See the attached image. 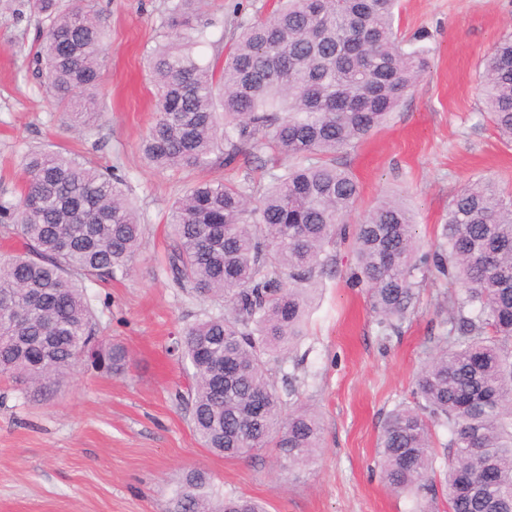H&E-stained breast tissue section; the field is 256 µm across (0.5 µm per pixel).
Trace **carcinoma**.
Masks as SVG:
<instances>
[{
  "mask_svg": "<svg viewBox=\"0 0 512 512\" xmlns=\"http://www.w3.org/2000/svg\"><path fill=\"white\" fill-rule=\"evenodd\" d=\"M202 0H170V32L148 55L156 117L142 143L156 168L245 165L267 150L295 164L262 194L251 177L202 180L171 208V281L219 306L187 327L174 350L192 368L181 398L203 447L239 458L272 447L295 465L320 450V422L287 400L268 365L292 357L316 278L336 263L360 184L344 156L418 86L427 52L398 36V0H281L242 26L223 59L194 49L208 23ZM45 23L36 53L46 90L73 110L100 80L106 26L80 0H26ZM487 120L512 142V35L495 44L481 78ZM0 228L22 251L0 254V376L39 397L89 353L119 373L128 353L98 336L86 282L126 274L142 224L124 180L78 154L42 148L23 157L18 196H0ZM353 285L380 324L397 332L430 276L448 282L451 328L421 367V402L388 417L382 477L394 492L436 491L444 460L448 512H512V196L490 181L453 198L439 240L422 249L397 198L355 225ZM448 439L438 452L432 428ZM171 512H265L220 497L188 471Z\"/></svg>",
  "mask_w": 512,
  "mask_h": 512,
  "instance_id": "obj_1",
  "label": "carcinoma"
}]
</instances>
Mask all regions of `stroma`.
<instances>
[{
  "label": "stroma",
  "mask_w": 512,
  "mask_h": 512,
  "mask_svg": "<svg viewBox=\"0 0 512 512\" xmlns=\"http://www.w3.org/2000/svg\"><path fill=\"white\" fill-rule=\"evenodd\" d=\"M108 31L107 57L88 128L67 127L61 107L33 75L36 19L0 8V193L13 196L31 148L75 150L127 182L144 236L129 274L86 283L100 332L123 344L126 370L107 375L82 362L46 396L0 378V512H168L184 474H209L215 490L262 500L268 512H444V500L390 493L378 465L388 414L415 404L414 378L450 327L445 282L427 280L419 310L399 332L385 330L361 289L350 287L353 240L337 247L334 273L311 292L296 355L302 401L323 424L318 459L307 466L277 449L227 459L202 447L189 406L176 394L191 370L173 350L177 336L213 303L174 287L167 222L174 200L200 180L242 179L243 170H158L140 144L155 116L145 58L167 32L168 0H93ZM277 0H204L206 41L214 59L241 22L268 16ZM399 31L418 39L430 68L416 92L351 154L359 223L386 195L402 196L424 246L438 240L448 204L469 182L494 181L512 192V144L482 114L479 73L494 45L512 33V0H400Z\"/></svg>",
  "instance_id": "35a3bbf8"
}]
</instances>
